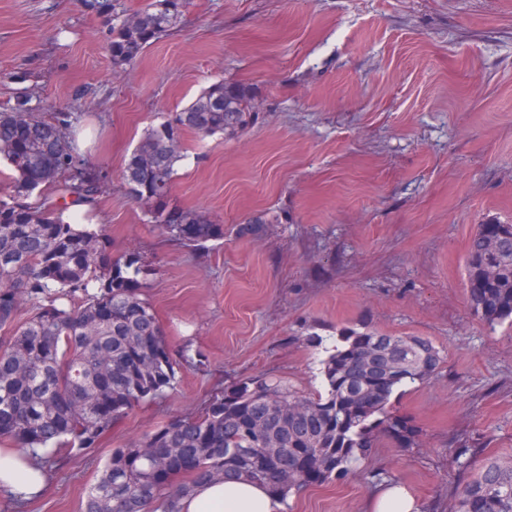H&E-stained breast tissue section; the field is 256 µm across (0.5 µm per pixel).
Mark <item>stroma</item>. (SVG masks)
<instances>
[{
    "instance_id": "stroma-1",
    "label": "stroma",
    "mask_w": 512,
    "mask_h": 512,
    "mask_svg": "<svg viewBox=\"0 0 512 512\" xmlns=\"http://www.w3.org/2000/svg\"><path fill=\"white\" fill-rule=\"evenodd\" d=\"M113 16L85 0H0V110L29 98L69 112L66 137L103 177L88 228L142 259L179 363L174 391L135 407L99 447L61 455L28 503L0 512H82L112 450L226 387L266 375L320 390L340 327L425 336L445 362L393 398L418 434L381 437L289 512H367L400 483L424 512H451L462 446L512 453V327L470 309L465 258L479 225L512 224V0H187L174 28L116 70ZM249 84L254 119L234 136L183 137L171 202L224 227L202 249L169 241L122 184L144 133L210 83Z\"/></svg>"
}]
</instances>
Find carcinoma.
<instances>
[{"mask_svg": "<svg viewBox=\"0 0 512 512\" xmlns=\"http://www.w3.org/2000/svg\"><path fill=\"white\" fill-rule=\"evenodd\" d=\"M186 0H150L112 25V67L135 62L176 25ZM252 88L218 80L147 131L122 180L130 198L149 204L147 222L173 239L205 248L224 225L171 206L185 133L233 136L249 123ZM72 116H41L25 99L0 111V159L13 172L0 196V438L56 454L94 448L112 426L176 384L173 359L151 305L139 293L140 259L112 258L105 230L63 220L65 207L91 204L100 176L66 140ZM34 204L22 201L33 192ZM470 307L491 326L512 324V224L479 225L465 260ZM79 302H74V299ZM34 314L17 322L22 306ZM444 357L425 337L344 327L324 361L323 390L302 394L285 381L256 376L224 390L199 415L174 416L112 449L90 487L84 512H181L180 502L206 480L263 483L286 501L304 487L347 473L379 437L417 444L395 413L402 388L436 375ZM464 480L453 512H512V454L473 463L457 449Z\"/></svg>", "mask_w": 512, "mask_h": 512, "instance_id": "obj_1", "label": "carcinoma"}]
</instances>
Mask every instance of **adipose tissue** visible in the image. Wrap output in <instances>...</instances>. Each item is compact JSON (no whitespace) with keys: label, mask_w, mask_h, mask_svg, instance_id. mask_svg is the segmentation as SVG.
Listing matches in <instances>:
<instances>
[{"label":"adipose tissue","mask_w":512,"mask_h":512,"mask_svg":"<svg viewBox=\"0 0 512 512\" xmlns=\"http://www.w3.org/2000/svg\"><path fill=\"white\" fill-rule=\"evenodd\" d=\"M47 473L32 452L0 448V491L19 498L38 494ZM282 501L260 483L211 480L198 484L182 502V512H283Z\"/></svg>","instance_id":"1"}]
</instances>
